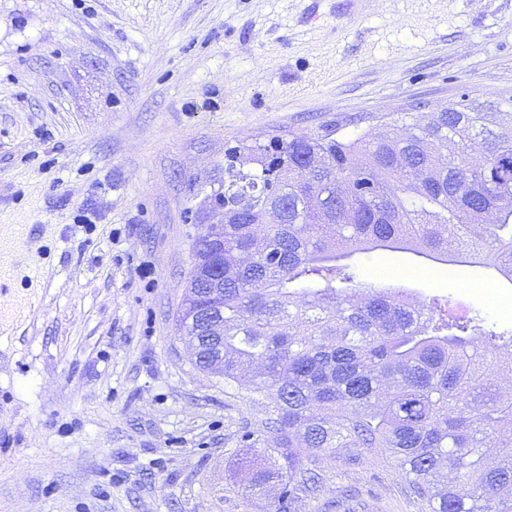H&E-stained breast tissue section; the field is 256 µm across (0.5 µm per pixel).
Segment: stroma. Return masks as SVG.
Segmentation results:
<instances>
[{"instance_id":"1","label":"stroma","mask_w":512,"mask_h":512,"mask_svg":"<svg viewBox=\"0 0 512 512\" xmlns=\"http://www.w3.org/2000/svg\"><path fill=\"white\" fill-rule=\"evenodd\" d=\"M512 96V0H0V512L242 509L261 397L179 327L192 242L252 141ZM361 282L512 329V282L360 256ZM359 512H421L380 449L331 467Z\"/></svg>"}]
</instances>
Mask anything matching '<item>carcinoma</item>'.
<instances>
[{
    "instance_id": "cac0c4a2",
    "label": "carcinoma",
    "mask_w": 512,
    "mask_h": 512,
    "mask_svg": "<svg viewBox=\"0 0 512 512\" xmlns=\"http://www.w3.org/2000/svg\"><path fill=\"white\" fill-rule=\"evenodd\" d=\"M385 127L295 135L275 167L265 145L236 150L216 197L241 219L192 243L182 326L196 364L227 384L254 368L247 386L276 433L241 435L257 452L242 460L245 510L277 484L267 512H293L323 482L316 457L350 467L380 448L423 512H512V335L399 288H359L347 263L414 250L512 281V97Z\"/></svg>"
}]
</instances>
